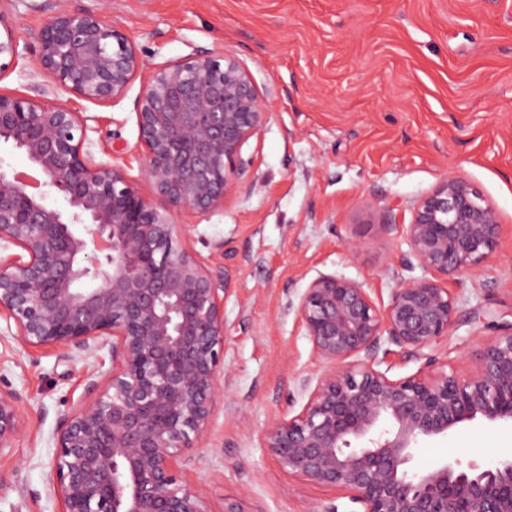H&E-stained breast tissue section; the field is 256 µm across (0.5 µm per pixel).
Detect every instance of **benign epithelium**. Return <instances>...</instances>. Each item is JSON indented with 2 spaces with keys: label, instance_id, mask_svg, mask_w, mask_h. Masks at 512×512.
I'll list each match as a JSON object with an SVG mask.
<instances>
[{
  "label": "benign epithelium",
  "instance_id": "7a95c632",
  "mask_svg": "<svg viewBox=\"0 0 512 512\" xmlns=\"http://www.w3.org/2000/svg\"><path fill=\"white\" fill-rule=\"evenodd\" d=\"M30 76L49 74L82 99L109 103L142 75L137 126L152 197L97 162L79 113L49 97L0 93V145L40 176L31 186L0 157V317L25 347L54 345L65 361L110 346L112 370H86L90 400L60 418L53 462L60 512H211L180 476L221 399L223 277L196 255L182 210L200 216L233 199L249 162L243 145L267 100L238 59L218 50L149 66L101 14L58 0L41 28ZM19 41L0 11V74ZM402 234L425 276L379 309L364 283L321 274L288 301L325 369L302 381L300 411L274 421L266 448L289 474L359 512H512V459L450 461L412 473L419 438L478 417L512 419V324L482 346L466 376L393 378L388 343L418 354L448 335L445 286L501 246L493 207L448 175L413 209ZM342 365L336 369V365ZM21 396L0 388V456L22 433Z\"/></svg>",
  "mask_w": 512,
  "mask_h": 512
}]
</instances>
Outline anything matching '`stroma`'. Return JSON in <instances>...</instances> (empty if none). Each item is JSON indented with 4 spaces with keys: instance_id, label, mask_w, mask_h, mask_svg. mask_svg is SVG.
Segmentation results:
<instances>
[{
    "instance_id": "obj_1",
    "label": "stroma",
    "mask_w": 512,
    "mask_h": 512,
    "mask_svg": "<svg viewBox=\"0 0 512 512\" xmlns=\"http://www.w3.org/2000/svg\"><path fill=\"white\" fill-rule=\"evenodd\" d=\"M54 0H0L19 39L1 94H28L25 71ZM100 12L155 65L204 49L240 60L268 102L242 149L239 193L190 225L192 246L223 273V397L181 476L211 512H309L330 491L283 471L266 428L303 400L323 369L289 299L321 274L365 284L378 307L423 274L399 227L443 176L456 174L494 208L503 247L447 288L456 321L430 347L438 370L465 376L483 343L512 323V0H72ZM139 81L101 104L57 91L88 127L96 161L119 166L143 194ZM388 212L394 225L383 224ZM0 320V386L20 392L23 430L0 458V512H59L54 433L88 399L82 364L54 347L26 348ZM456 458H512V422L482 419L419 440L413 469Z\"/></svg>"
}]
</instances>
